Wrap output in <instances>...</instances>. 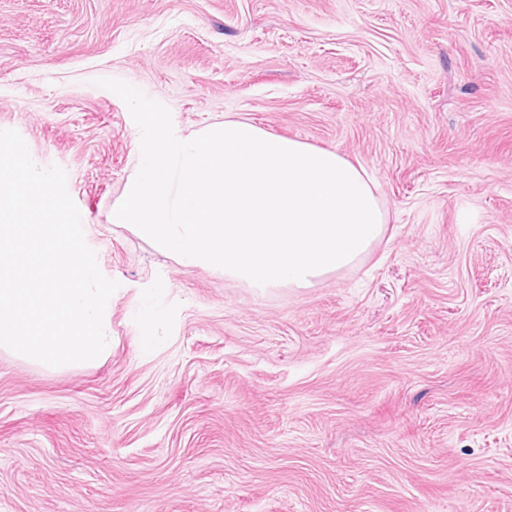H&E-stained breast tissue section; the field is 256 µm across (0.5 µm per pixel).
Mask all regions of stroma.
I'll list each match as a JSON object with an SVG mask.
<instances>
[{"instance_id": "35a3bbf8", "label": "stroma", "mask_w": 512, "mask_h": 512, "mask_svg": "<svg viewBox=\"0 0 512 512\" xmlns=\"http://www.w3.org/2000/svg\"><path fill=\"white\" fill-rule=\"evenodd\" d=\"M100 78L361 164L384 235L308 288L183 266L112 221ZM0 129L119 284L97 362L0 350V512H512V0H0Z\"/></svg>"}]
</instances>
